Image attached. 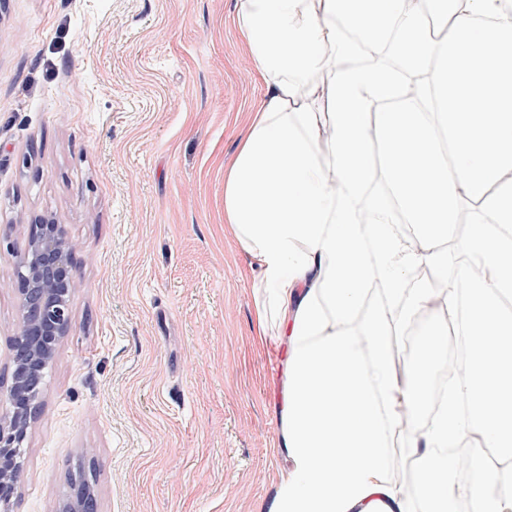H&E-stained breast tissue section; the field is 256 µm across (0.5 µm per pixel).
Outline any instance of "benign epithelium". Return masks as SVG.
Masks as SVG:
<instances>
[{
    "label": "benign epithelium",
    "mask_w": 512,
    "mask_h": 512,
    "mask_svg": "<svg viewBox=\"0 0 512 512\" xmlns=\"http://www.w3.org/2000/svg\"><path fill=\"white\" fill-rule=\"evenodd\" d=\"M74 245L63 225L37 216L30 224L27 248L15 269L19 284V327L10 338V409L0 416V503L13 493L17 456L39 413L38 396L28 379L49 361L71 322L68 297L73 286Z\"/></svg>",
    "instance_id": "obj_1"
}]
</instances>
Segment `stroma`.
<instances>
[{
  "instance_id": "stroma-1",
  "label": "stroma",
  "mask_w": 512,
  "mask_h": 512,
  "mask_svg": "<svg viewBox=\"0 0 512 512\" xmlns=\"http://www.w3.org/2000/svg\"><path fill=\"white\" fill-rule=\"evenodd\" d=\"M238 0H0V415L34 216L75 245L71 327L10 512H257L285 465L277 337L224 234V171L265 97Z\"/></svg>"
}]
</instances>
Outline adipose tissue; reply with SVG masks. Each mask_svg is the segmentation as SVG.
<instances>
[{"mask_svg":"<svg viewBox=\"0 0 512 512\" xmlns=\"http://www.w3.org/2000/svg\"><path fill=\"white\" fill-rule=\"evenodd\" d=\"M237 25L266 96L224 174V222L261 270L257 324L285 346L290 466L266 512H503L512 471L475 456L464 485L449 451L475 433L512 457V0H239ZM364 43L389 64L363 59ZM406 75L419 84L401 105ZM469 205L463 268L446 243ZM424 265L455 282L441 313L462 318L468 359L410 440L407 490L386 474L388 448L433 397L448 342L436 323L417 361L394 366L429 311Z\"/></svg>","mask_w":512,"mask_h":512,"instance_id":"obj_1","label":"adipose tissue"}]
</instances>
